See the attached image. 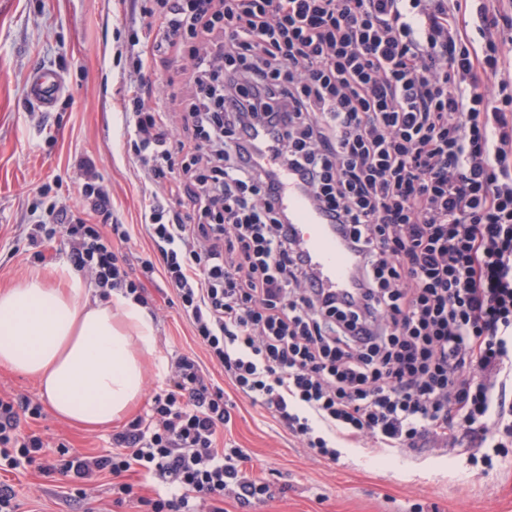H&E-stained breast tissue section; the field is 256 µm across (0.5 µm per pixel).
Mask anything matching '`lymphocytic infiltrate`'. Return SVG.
Instances as JSON below:
<instances>
[{"label":"lymphocytic infiltrate","mask_w":512,"mask_h":512,"mask_svg":"<svg viewBox=\"0 0 512 512\" xmlns=\"http://www.w3.org/2000/svg\"><path fill=\"white\" fill-rule=\"evenodd\" d=\"M156 0L163 55L188 53L171 111L131 91L123 117L146 180L189 185L152 195L141 220L154 256L115 244L51 203L27 225L39 248L56 236L98 288L145 304L162 277L196 339L233 388L316 458L339 443L371 451L447 440L450 423L492 451L512 437V72L503 0ZM266 141L329 224L350 262L344 291L322 287L286 213L273 205ZM42 407L0 395V467L35 463L46 442L22 430ZM230 413L199 363L172 358L145 415L102 455L57 470L74 494L111 475L112 498L152 487L150 512H224L269 495L222 448Z\"/></svg>","instance_id":"1"}]
</instances>
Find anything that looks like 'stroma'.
I'll return each mask as SVG.
<instances>
[{
  "label": "stroma",
  "mask_w": 512,
  "mask_h": 512,
  "mask_svg": "<svg viewBox=\"0 0 512 512\" xmlns=\"http://www.w3.org/2000/svg\"><path fill=\"white\" fill-rule=\"evenodd\" d=\"M151 8V0H0V289L36 273L55 281L66 265L64 238L46 243L38 260L24 237L42 186L70 214L101 223L81 196L89 171L112 196V223L128 225V249L152 253L140 230L144 197L167 195L169 186L145 181L128 158L122 116L131 66L127 46L160 26ZM40 68L60 72L66 82L50 112L27 96L26 78ZM145 292L159 354L195 356L210 382L224 390L231 415L224 440L243 448L250 472L270 486L269 497L252 512H512V453L495 459L486 474L468 464L482 450L467 441L420 451L347 450L335 463L311 457L264 409L227 386L163 281L146 282ZM33 427L48 442V461L61 441L75 454L102 453L112 433L72 426L48 408ZM4 479L17 492V512H97L110 500L109 479L86 500L70 499L68 478L36 463Z\"/></svg>",
  "instance_id": "stroma-1"
}]
</instances>
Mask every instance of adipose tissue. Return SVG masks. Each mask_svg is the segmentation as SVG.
Masks as SVG:
<instances>
[{
	"label": "adipose tissue",
	"instance_id": "1",
	"mask_svg": "<svg viewBox=\"0 0 512 512\" xmlns=\"http://www.w3.org/2000/svg\"><path fill=\"white\" fill-rule=\"evenodd\" d=\"M33 277L0 291V367L33 378L51 410L84 428L117 423L163 366L152 321L121 292L89 300L79 279Z\"/></svg>",
	"mask_w": 512,
	"mask_h": 512
}]
</instances>
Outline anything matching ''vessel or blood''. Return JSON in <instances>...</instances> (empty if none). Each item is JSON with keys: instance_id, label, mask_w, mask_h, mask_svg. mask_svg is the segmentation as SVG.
Returning a JSON list of instances; mask_svg holds the SVG:
<instances>
[{"instance_id": "vessel-or-blood-1", "label": "vessel or blood", "mask_w": 512, "mask_h": 512, "mask_svg": "<svg viewBox=\"0 0 512 512\" xmlns=\"http://www.w3.org/2000/svg\"><path fill=\"white\" fill-rule=\"evenodd\" d=\"M27 92L29 98L44 109H53L63 92V79L52 69L32 72L27 78ZM275 205L287 212L324 286L337 289L346 287L349 275L347 257L336 239L330 235L320 215L309 207L288 172L279 174Z\"/></svg>"}]
</instances>
